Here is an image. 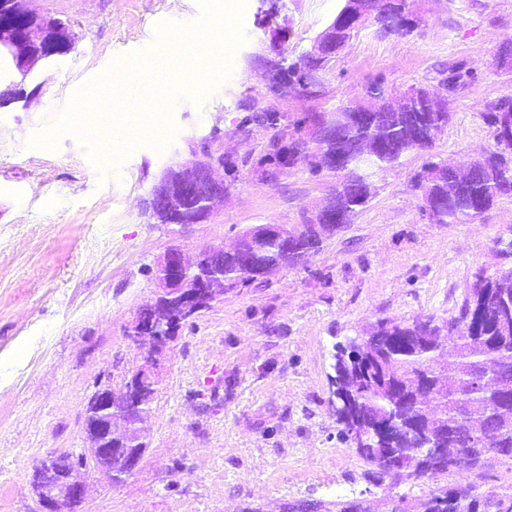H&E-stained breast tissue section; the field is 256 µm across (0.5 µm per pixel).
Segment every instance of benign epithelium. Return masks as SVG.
Instances as JSON below:
<instances>
[{"label":"benign epithelium","instance_id":"obj_1","mask_svg":"<svg viewBox=\"0 0 512 512\" xmlns=\"http://www.w3.org/2000/svg\"><path fill=\"white\" fill-rule=\"evenodd\" d=\"M34 0H0V12L22 13L31 19L22 32L0 28V51L12 61V80L8 87L12 95L0 96V107L21 103L25 107L35 103L33 92H26L25 85L36 73L51 63V54L41 52L55 42L68 38L76 40L74 26H64L61 19L47 17L31 7ZM205 164L211 180L224 183V161L222 155L207 154ZM298 225L260 224L257 240L277 239L281 242L296 231ZM224 252L222 246H211L194 257L186 256L183 249H167L157 262L155 280L156 297L161 302L139 310L128 327L127 337L136 346L149 345L150 350L137 364L118 388L112 387L108 379L99 381L88 397L83 411V454L93 462L94 469L110 476L115 484L130 477L144 454L142 423L146 415L141 411V382L147 381L156 387L161 381L163 360L169 344L176 337V326L171 307L178 306L183 312L196 317L224 296V282L213 281L196 288H180L181 276L199 262ZM124 394V412H113L112 394ZM63 451H49L31 467L27 485L39 504L38 512H69L73 503H84L87 498L86 469L63 461ZM125 461L122 475H112V457Z\"/></svg>","mask_w":512,"mask_h":512}]
</instances>
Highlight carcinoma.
I'll return each mask as SVG.
<instances>
[{
    "mask_svg": "<svg viewBox=\"0 0 512 512\" xmlns=\"http://www.w3.org/2000/svg\"><path fill=\"white\" fill-rule=\"evenodd\" d=\"M333 20L302 53L298 65L288 59L291 33L279 30V59L268 68V90L280 95L296 85L309 99L325 97L324 80L306 77L303 69L324 75L341 50L367 27L379 37L409 36L422 18L409 0H341ZM495 72L512 80V42L494 59ZM474 78L458 67L429 87H411L393 104L375 106L391 94L382 80L365 87L366 103L339 106L333 112H302L280 124L272 103L258 102L251 120L273 129L269 148L258 159L270 179L288 163L311 174L328 172L336 179L327 203L305 225V232L278 251L268 267L252 252L248 230L240 234L239 254L224 255V283L246 286L283 266H295L320 251L327 237L352 223L373 195L374 177L401 166L412 154L430 150L448 126V94ZM483 119L493 148L462 167L429 162L417 175L415 189L428 204L435 224H474L503 196H512V97L490 102ZM196 193L174 192L168 210L153 211L161 224H198L212 211L199 205ZM354 354L333 365V394L341 435L349 429L366 434L355 449L369 466L376 487L401 484L421 489L411 499L402 493L404 512H512V492L489 484L499 463L512 465V266L494 276L480 271L454 314L409 320L381 319L355 337ZM438 447L424 451L430 438ZM467 471L471 480L455 484L448 477Z\"/></svg>",
    "mask_w": 512,
    "mask_h": 512,
    "instance_id": "obj_1",
    "label": "carcinoma"
}]
</instances>
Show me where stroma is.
Returning a JSON list of instances; mask_svg holds the SVG:
<instances>
[{"mask_svg": "<svg viewBox=\"0 0 512 512\" xmlns=\"http://www.w3.org/2000/svg\"><path fill=\"white\" fill-rule=\"evenodd\" d=\"M277 15L246 0V41L229 76L203 104L178 99L164 148L144 143L93 160L84 138L58 132L73 97L106 63L153 53L162 21L201 15L199 0H37L73 22L76 47L34 79L39 100L0 110V512H37L26 477L47 451H77L96 379L120 385L142 352L125 330L155 296L156 263L179 247H231L256 224H303L332 180L294 168L270 180L255 161L271 134L246 122L268 100L260 63L276 58L272 30L290 27L291 59L309 49L340 0H283ZM423 22L409 37L362 30L327 76L328 96L289 92L281 114L355 104L381 77L398 91L436 84L441 71L475 69L449 98L452 119L430 155L408 156L376 179L369 205L303 264L225 291L182 327L166 353L144 424L148 446L132 476L112 485L90 473L83 512H288L300 501L365 499L381 488L340 435L331 401L336 344L382 318L448 317L477 271L494 275L497 242L512 238V197L474 224H435L421 211L414 176L426 160L462 162L493 141L487 102L512 97L494 74L512 41V0H410ZM54 135L53 145L35 142ZM231 154L224 206L201 224H161L149 199L164 169Z\"/></svg>", "mask_w": 512, "mask_h": 512, "instance_id": "35a3bbf8", "label": "stroma"}]
</instances>
